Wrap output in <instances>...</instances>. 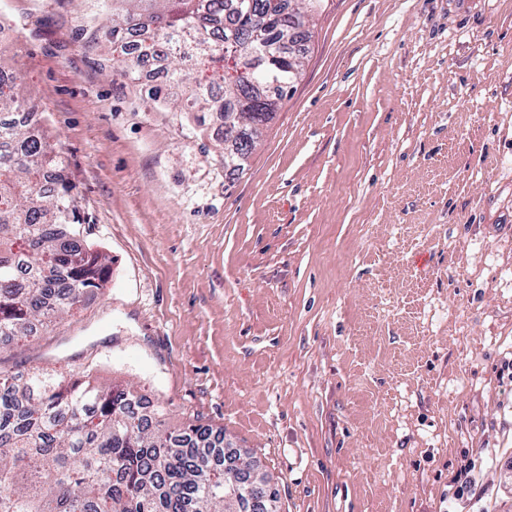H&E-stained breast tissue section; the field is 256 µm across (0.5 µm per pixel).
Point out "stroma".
<instances>
[{
    "instance_id": "1",
    "label": "stroma",
    "mask_w": 512,
    "mask_h": 512,
    "mask_svg": "<svg viewBox=\"0 0 512 512\" xmlns=\"http://www.w3.org/2000/svg\"><path fill=\"white\" fill-rule=\"evenodd\" d=\"M111 20L0 0V50L112 257L0 370L144 388L252 456L282 512H512V0H321L232 174L213 130L113 75Z\"/></svg>"
}]
</instances>
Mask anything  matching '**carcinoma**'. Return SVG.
<instances>
[{
    "instance_id": "1",
    "label": "carcinoma",
    "mask_w": 512,
    "mask_h": 512,
    "mask_svg": "<svg viewBox=\"0 0 512 512\" xmlns=\"http://www.w3.org/2000/svg\"><path fill=\"white\" fill-rule=\"evenodd\" d=\"M112 0V61L138 75L141 54H161L168 80L148 90L160 107L196 113L272 116L298 72L288 56L306 39L298 0H235L230 26L216 32L224 0ZM260 55L234 72L238 50ZM0 338L36 336L104 287L111 258L87 243L79 197L46 130L13 120L36 112L20 77L0 56ZM163 409L136 388L89 375L0 372V512H281L276 490L251 502L250 471L237 488L217 455L224 437L189 422L165 426Z\"/></svg>"
}]
</instances>
